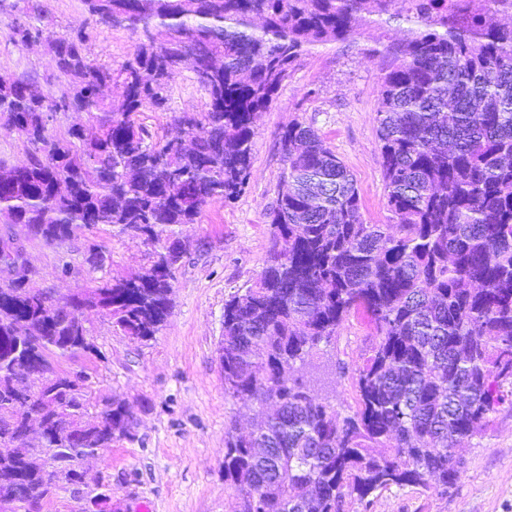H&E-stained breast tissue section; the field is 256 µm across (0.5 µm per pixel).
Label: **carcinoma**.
I'll return each instance as SVG.
<instances>
[{
  "instance_id": "1",
  "label": "carcinoma",
  "mask_w": 512,
  "mask_h": 512,
  "mask_svg": "<svg viewBox=\"0 0 512 512\" xmlns=\"http://www.w3.org/2000/svg\"><path fill=\"white\" fill-rule=\"evenodd\" d=\"M86 26L44 35L40 0H0L23 45L46 38L52 74H0L3 128L25 138L28 162L0 160V218L46 244L100 225L150 243L129 279L94 281L85 298L54 303L21 279L0 288V505L29 508L57 487L83 491L81 453L134 440L128 405L88 419L85 371L55 358L96 353L82 318L105 309L113 330L153 338L173 308L184 257L180 228L245 188L255 123L299 59L344 41L361 20L414 25L391 47L401 63L378 86V140L395 224H367L352 175L309 125L281 132L284 162L269 210L272 247L248 288L224 303V484L232 512H347L391 485L448 493L457 448L512 398V0H82ZM123 26L133 52L114 68L90 57L86 27ZM202 112L175 118L152 141L133 115L163 109L187 52ZM63 87L53 97L52 85ZM118 84L122 97L102 88ZM81 112L95 128L48 129V113ZM102 247L82 262L103 268ZM373 341L353 371L358 408L343 416L299 366L358 311ZM50 376L30 395L34 371ZM41 420L26 441L25 413ZM88 512H112V488L88 492Z\"/></svg>"
}]
</instances>
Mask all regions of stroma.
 <instances>
[{
    "instance_id": "stroma-1",
    "label": "stroma",
    "mask_w": 512,
    "mask_h": 512,
    "mask_svg": "<svg viewBox=\"0 0 512 512\" xmlns=\"http://www.w3.org/2000/svg\"><path fill=\"white\" fill-rule=\"evenodd\" d=\"M10 20L0 15V73L34 72L46 76L54 62L45 44L11 41ZM408 26L392 20L364 23L357 37L313 49L305 55L256 123L252 165L245 190L233 202L212 201L197 223L182 230L186 254L174 272L173 309L151 340L116 334L108 317L86 313L94 358L62 356L63 370L90 376V406L125 400L138 419L136 441H114L89 461L112 486L119 512H229L231 491L224 484V417L233 409L224 397L217 345L223 334L224 302L249 287L262 271L271 246L268 212L279 188L283 161L280 133L294 121L314 128L353 176L368 224H389L381 167L377 85L391 59L385 46L406 38ZM134 37L123 27H98L88 47L100 62L120 65L133 51ZM207 98L190 71L173 82L165 111L135 114L154 140L169 135L183 112L204 111ZM101 244L107 261L100 275L124 279L151 260V248L115 227H96L54 244L26 241L36 274L32 288L61 299L82 292L95 275L82 263L88 242ZM68 274H61L63 262ZM373 328L359 314L343 323L335 340L301 373L318 385L322 366L344 363L349 373L337 378L329 399L342 415L353 414L358 396L350 375L360 365ZM463 473L450 494L418 486H391L352 501L349 512H512V407L503 406L491 422L461 450Z\"/></svg>"
}]
</instances>
